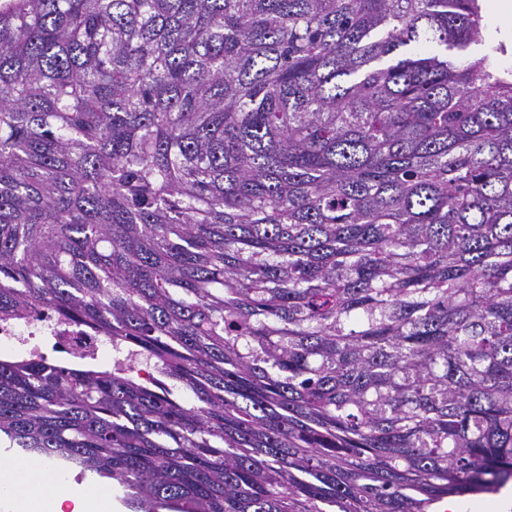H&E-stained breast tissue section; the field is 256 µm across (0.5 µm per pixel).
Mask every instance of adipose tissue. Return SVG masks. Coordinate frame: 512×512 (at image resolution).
Listing matches in <instances>:
<instances>
[{
    "instance_id": "1",
    "label": "adipose tissue",
    "mask_w": 512,
    "mask_h": 512,
    "mask_svg": "<svg viewBox=\"0 0 512 512\" xmlns=\"http://www.w3.org/2000/svg\"><path fill=\"white\" fill-rule=\"evenodd\" d=\"M0 495L7 496L13 512H105L104 489L67 488L44 461L0 462Z\"/></svg>"
}]
</instances>
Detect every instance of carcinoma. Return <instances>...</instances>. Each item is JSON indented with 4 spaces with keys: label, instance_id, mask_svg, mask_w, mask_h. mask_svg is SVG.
Listing matches in <instances>:
<instances>
[{
    "label": "carcinoma",
    "instance_id": "carcinoma-1",
    "mask_svg": "<svg viewBox=\"0 0 512 512\" xmlns=\"http://www.w3.org/2000/svg\"><path fill=\"white\" fill-rule=\"evenodd\" d=\"M481 0H4L0 447L127 512L512 480V69ZM181 386L190 400L175 396ZM26 323L0 321V353L26 355L38 350L55 361H72L85 349H92L97 357L112 356V344L100 333L71 323L57 321V317L44 310ZM41 337L43 346L34 341ZM49 357V356H48Z\"/></svg>",
    "mask_w": 512,
    "mask_h": 512
}]
</instances>
